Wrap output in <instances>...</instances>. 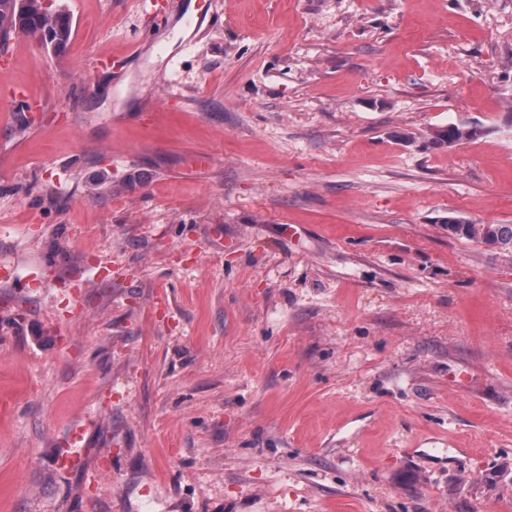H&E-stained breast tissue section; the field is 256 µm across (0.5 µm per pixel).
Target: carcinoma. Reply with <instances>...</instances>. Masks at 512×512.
<instances>
[{"label":"carcinoma","instance_id":"carcinoma-1","mask_svg":"<svg viewBox=\"0 0 512 512\" xmlns=\"http://www.w3.org/2000/svg\"><path fill=\"white\" fill-rule=\"evenodd\" d=\"M72 27L68 13L45 5L44 0H0V48L9 46L12 36L22 30L28 36H39L45 49L60 51L70 41ZM475 136V131L465 134L461 126L450 124L435 130L431 142L442 148L453 138L463 141ZM448 230L512 254V224H469L465 228L450 226Z\"/></svg>","mask_w":512,"mask_h":512}]
</instances>
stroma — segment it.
<instances>
[{
	"mask_svg": "<svg viewBox=\"0 0 512 512\" xmlns=\"http://www.w3.org/2000/svg\"><path fill=\"white\" fill-rule=\"evenodd\" d=\"M51 2L0 70L45 103L0 115V512H512V256L446 225L512 224V0ZM463 127L464 126L451 124L448 125V127H446L445 129H436L434 131V135L430 137L432 144L440 148L447 146L452 147L454 145H457L459 142L452 141L448 143V140L456 138L459 141H463L477 136L476 130H474L471 134H464L461 131Z\"/></svg>",
	"mask_w": 512,
	"mask_h": 512,
	"instance_id": "obj_1",
	"label": "stroma"
}]
</instances>
